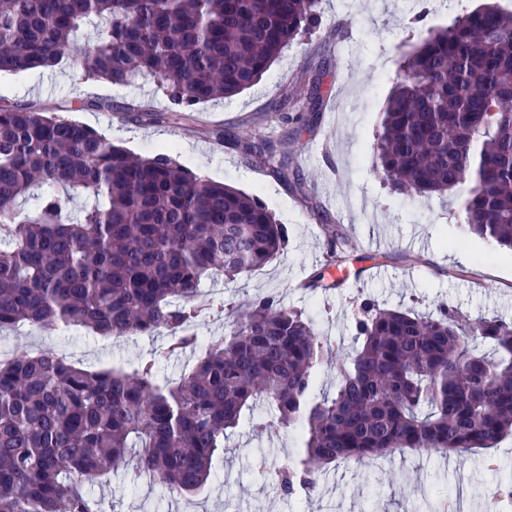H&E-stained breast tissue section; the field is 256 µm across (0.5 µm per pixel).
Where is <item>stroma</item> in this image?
<instances>
[{
  "label": "stroma",
  "instance_id": "stroma-1",
  "mask_svg": "<svg viewBox=\"0 0 512 512\" xmlns=\"http://www.w3.org/2000/svg\"><path fill=\"white\" fill-rule=\"evenodd\" d=\"M487 0H321L320 24L294 41L251 89L200 106L192 123L162 125L132 120L133 102L169 106L153 81L115 86L87 80L69 63L56 69L0 73V103L27 102L91 126L113 143L141 155L170 152L176 162L207 178L259 198L288 229L283 251L268 265L234 280L202 284L214 307L195 330L206 339L227 332L236 307L273 294L303 310L333 346L356 348L359 304L434 313L447 304L471 318L512 321V250L473 238L462 220L464 192L417 198L392 192L374 170L372 146L396 82L400 56L427 29L445 28ZM424 7L412 23L415 7ZM104 109H95V102ZM250 121L257 136L292 151L281 180L231 143L217 144L216 129L234 131ZM339 230L350 260L343 278L326 264L322 225ZM324 272L327 287H308ZM167 337L95 336L81 329L47 334L28 326L0 333V358L18 351L53 352L90 369L136 366ZM232 448L202 494L183 496L118 470L91 487L105 512H428L456 490L464 512H488L496 486L512 480V438L487 451L457 455L456 468L434 452L406 451L381 460L341 463L322 473L315 490L274 492L261 473L264 460L297 458L298 431H253L242 422Z\"/></svg>",
  "mask_w": 512,
  "mask_h": 512
}]
</instances>
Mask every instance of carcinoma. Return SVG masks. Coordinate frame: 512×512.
<instances>
[{
  "label": "carcinoma",
  "mask_w": 512,
  "mask_h": 512,
  "mask_svg": "<svg viewBox=\"0 0 512 512\" xmlns=\"http://www.w3.org/2000/svg\"><path fill=\"white\" fill-rule=\"evenodd\" d=\"M319 0H0V73L67 59L83 77L150 78L171 103L131 105L177 124L198 106L255 85L319 24ZM374 139L391 188L442 196L467 185L468 231L512 249V12L462 14L402 56ZM288 179L261 137L214 130ZM75 194L87 198L77 213ZM327 262L344 260L324 225ZM287 241L255 196L182 168L167 153L132 155L101 132L30 103L0 105V331L82 327L122 338L170 337L131 370H91L48 352L0 360V512H103L85 485L119 467L191 495L209 482L244 421L298 425L303 448L281 488L310 492L342 461L397 450L461 454L512 436V322L457 308L420 316L367 301L360 344L333 355L315 323L273 296L238 311L204 342L190 330L210 306L200 284L271 262ZM493 347L489 358L473 349ZM198 349L161 385L157 367ZM340 380L315 397L327 361ZM270 417L254 421L257 404Z\"/></svg>",
  "instance_id": "cac0c4a2"
}]
</instances>
